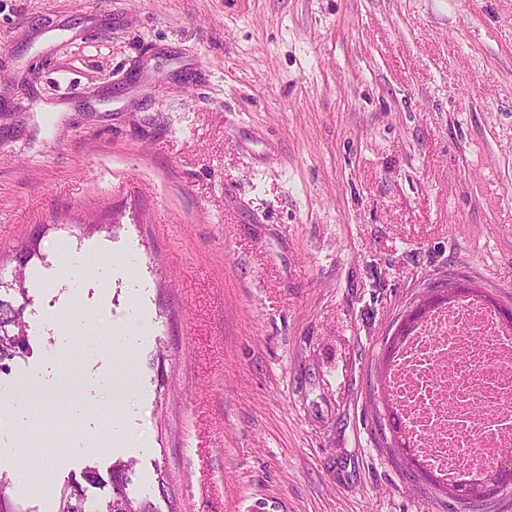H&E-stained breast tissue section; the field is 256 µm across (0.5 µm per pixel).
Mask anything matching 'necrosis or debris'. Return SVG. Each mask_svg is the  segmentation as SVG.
Segmentation results:
<instances>
[{
	"label": "necrosis or debris",
	"instance_id": "1",
	"mask_svg": "<svg viewBox=\"0 0 512 512\" xmlns=\"http://www.w3.org/2000/svg\"><path fill=\"white\" fill-rule=\"evenodd\" d=\"M418 456L445 481H477L512 451V328L480 299L433 309L396 349L387 379Z\"/></svg>",
	"mask_w": 512,
	"mask_h": 512
}]
</instances>
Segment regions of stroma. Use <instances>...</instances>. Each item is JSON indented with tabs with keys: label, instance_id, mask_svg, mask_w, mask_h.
I'll list each match as a JSON object with an SVG mask.
<instances>
[{
	"label": "stroma",
	"instance_id": "1",
	"mask_svg": "<svg viewBox=\"0 0 512 512\" xmlns=\"http://www.w3.org/2000/svg\"><path fill=\"white\" fill-rule=\"evenodd\" d=\"M23 254L0 390L77 427L50 489L0 460L22 512L129 457L159 512H470L390 451L385 349L442 279L512 308V0H0V279ZM26 281L24 266L15 272L14 282L6 284L0 280V370L4 368L6 361L29 349V328L23 316L24 306L14 305L12 300L2 298L1 294L2 288H11L25 295ZM106 335L107 340L114 346L125 352L124 362L117 364L113 369V384L120 383L128 370L130 363L134 360L137 353V341L134 336H128L122 332L109 331Z\"/></svg>",
	"mask_w": 512,
	"mask_h": 512
}]
</instances>
